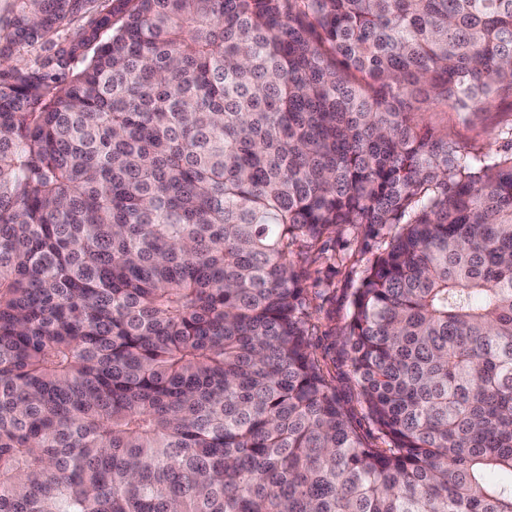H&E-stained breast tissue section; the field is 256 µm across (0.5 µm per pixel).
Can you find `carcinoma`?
Listing matches in <instances>:
<instances>
[{
	"mask_svg": "<svg viewBox=\"0 0 512 512\" xmlns=\"http://www.w3.org/2000/svg\"><path fill=\"white\" fill-rule=\"evenodd\" d=\"M504 87L512 0H12L0 512H512V151L411 110ZM356 224L382 447L294 266Z\"/></svg>",
	"mask_w": 512,
	"mask_h": 512,
	"instance_id": "1",
	"label": "carcinoma"
}]
</instances>
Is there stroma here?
Returning a JSON list of instances; mask_svg holds the SVG:
<instances>
[{
    "mask_svg": "<svg viewBox=\"0 0 512 512\" xmlns=\"http://www.w3.org/2000/svg\"><path fill=\"white\" fill-rule=\"evenodd\" d=\"M416 120L470 152L496 154L512 140V90L500 91L485 108L455 109L429 99L418 103ZM394 233L393 226L348 225L299 256L310 322L311 350L350 411L358 433L380 444V433L360 394L349 357L351 301L364 272Z\"/></svg>",
    "mask_w": 512,
    "mask_h": 512,
    "instance_id": "stroma-1",
    "label": "stroma"
}]
</instances>
